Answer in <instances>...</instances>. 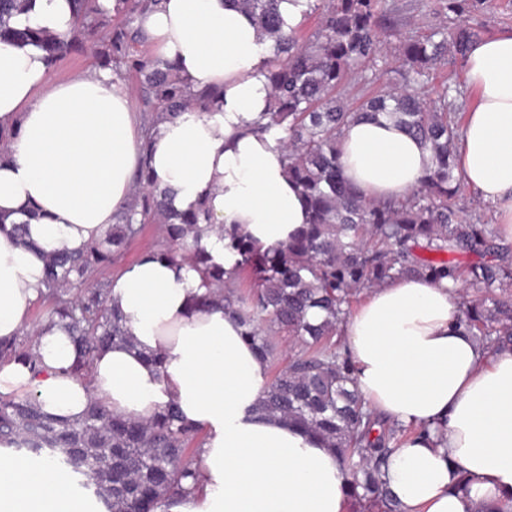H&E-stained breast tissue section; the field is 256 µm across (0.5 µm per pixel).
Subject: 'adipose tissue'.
Instances as JSON below:
<instances>
[{
    "label": "adipose tissue",
    "mask_w": 512,
    "mask_h": 512,
    "mask_svg": "<svg viewBox=\"0 0 512 512\" xmlns=\"http://www.w3.org/2000/svg\"><path fill=\"white\" fill-rule=\"evenodd\" d=\"M68 0H33L17 28L67 34ZM152 56L175 64L194 88L219 86L209 112L185 111L153 131L149 151L129 96L112 69L54 80L34 42H0V338L21 335L40 296L46 257L102 237L148 161L176 211L207 202L213 223L198 245L231 267L219 225L237 224L260 245L284 244L308 221L275 134L252 127L269 105L271 41L234 0H159L138 14ZM476 93L461 129L458 169L489 203L512 242V32L474 41L462 64ZM346 177L370 197H403L431 166L429 150L381 117L358 120L340 139ZM27 227L20 243L15 225ZM199 274L179 259L145 255L112 283L110 299L134 338L94 360L87 380L66 333L37 330L40 373L0 366V395H34L53 416H81L90 397L148 419L175 407L204 435V489L169 512H348L335 449L285 420L260 415L269 374L238 314L202 302ZM459 288L407 276L367 292L341 326L354 377L370 407L442 437L413 434L394 449L384 479L403 512H479L512 498V346L488 350L457 322ZM467 492L456 489L459 476ZM0 512H84L64 472L0 457Z\"/></svg>",
    "instance_id": "obj_1"
}]
</instances>
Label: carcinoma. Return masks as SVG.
<instances>
[{
	"mask_svg": "<svg viewBox=\"0 0 512 512\" xmlns=\"http://www.w3.org/2000/svg\"><path fill=\"white\" fill-rule=\"evenodd\" d=\"M29 2L0 0V41L38 42L53 63L89 46L101 64L135 77L149 107L142 114L145 154L160 120L188 108L207 111L221 96L218 89H192L174 66L138 50L144 38L134 27L136 15L157 0H115L110 12L98 0H71L78 26L66 40L12 26L13 15ZM236 2L274 42L267 122L258 131L283 133L288 175L300 189L309 223L288 243L270 247L236 224L221 226L224 248L236 263L232 272L216 270L190 243L200 224H213L209 210L169 211L144 159L133 195L106 235L79 251L48 256L45 292L37 300L48 304L42 321L67 329L77 349L69 370L76 378L90 375L104 347L133 344L109 305L112 281L103 274L145 224H161L164 241L155 252L179 256L197 271L207 288L204 299L235 307L245 337L273 369L259 413L336 449L348 467V496L358 512H400L384 481L389 458L407 433L438 435L441 427L411 430L372 412L355 387L340 326L356 296L413 275L469 286L473 296L462 302L459 324L487 349L512 345V244L502 242L495 220L480 213L469 218L459 207L468 191L456 166L461 91L446 86L430 100L416 91L438 66H462L467 45L481 36L470 20L484 12L486 0H437L448 23L398 39L401 89L387 81L353 105L348 86L378 62L385 0H310L307 15H317L318 27L307 38L301 25L283 29L279 0ZM376 115L396 120L432 155L428 173L403 199H369L343 175V130ZM312 309L321 313L317 323L307 319ZM281 334L298 350L279 370L275 337ZM34 346L21 336L0 340V363L22 359L37 372ZM201 447L200 430L169 408L141 421L114 415L94 400L83 417L68 421L41 413L31 395L0 397V448L68 472L101 512H166L195 494Z\"/></svg>",
	"mask_w": 512,
	"mask_h": 512,
	"instance_id": "1",
	"label": "carcinoma"
}]
</instances>
